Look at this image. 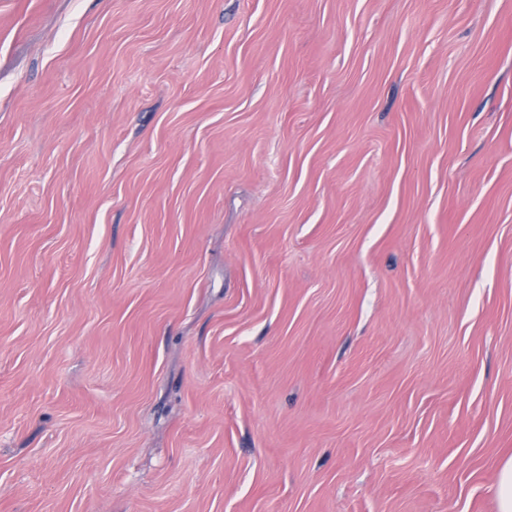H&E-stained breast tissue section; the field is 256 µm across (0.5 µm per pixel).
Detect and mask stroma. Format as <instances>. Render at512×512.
Masks as SVG:
<instances>
[{
	"instance_id": "obj_1",
	"label": "stroma",
	"mask_w": 512,
	"mask_h": 512,
	"mask_svg": "<svg viewBox=\"0 0 512 512\" xmlns=\"http://www.w3.org/2000/svg\"><path fill=\"white\" fill-rule=\"evenodd\" d=\"M512 0H0V512H497Z\"/></svg>"
}]
</instances>
